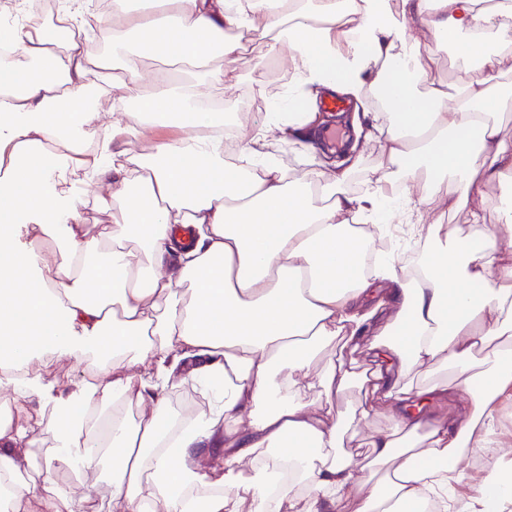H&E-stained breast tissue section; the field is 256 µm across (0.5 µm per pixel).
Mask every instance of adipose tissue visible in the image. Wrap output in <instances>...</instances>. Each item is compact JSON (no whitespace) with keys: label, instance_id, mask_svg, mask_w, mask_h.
Here are the masks:
<instances>
[{"label":"adipose tissue","instance_id":"ef3b65f1","mask_svg":"<svg viewBox=\"0 0 512 512\" xmlns=\"http://www.w3.org/2000/svg\"><path fill=\"white\" fill-rule=\"evenodd\" d=\"M394 25L371 0H112L96 43L58 39L23 0H0V512H87L83 476L111 459L107 512H286L304 490L303 512H512V460L496 459L466 501L455 485L465 452L493 444L503 397L512 396V203L488 227L426 224L417 175L453 176L457 202L486 181L512 175V140L500 130L499 56L476 33L512 41V0H397ZM238 29L288 47V111L242 126L240 162L224 161V115L207 87L238 90L243 52L224 37ZM479 59L480 79L455 95L430 78L418 31ZM139 36L155 54L186 62L187 76L142 68L127 48ZM108 45L119 64L103 73L137 109L104 122L86 78ZM225 68L213 69V57ZM336 96L362 112L355 128L377 142L389 173L351 195L348 170L311 167L291 183L263 163L275 133L317 123ZM100 133L93 151L90 126ZM174 127L141 161L131 146L146 129ZM96 201H121L113 223L90 232L79 185ZM410 224L428 246L414 271L374 253L367 225ZM30 239L17 246L14 230ZM373 353L365 372L339 343ZM67 359L98 368L68 389L40 363ZM321 369H314V362ZM431 365L448 383L404 380ZM188 374L210 391L208 410L175 420L165 393ZM355 389L360 418L385 414V432L359 464L341 451L350 422L325 402ZM316 398H308V391ZM465 394L462 409L430 417L415 402ZM38 400L53 444L28 424ZM124 406L108 451L98 423ZM216 457L217 466L197 461ZM65 468L77 485L60 487Z\"/></svg>","mask_w":512,"mask_h":512}]
</instances>
